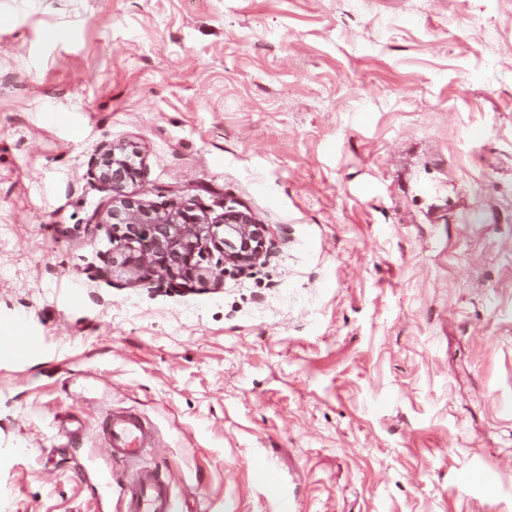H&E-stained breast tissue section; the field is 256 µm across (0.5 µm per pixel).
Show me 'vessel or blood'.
I'll list each match as a JSON object with an SVG mask.
<instances>
[{"instance_id":"vessel-or-blood-1","label":"vessel or blood","mask_w":512,"mask_h":512,"mask_svg":"<svg viewBox=\"0 0 512 512\" xmlns=\"http://www.w3.org/2000/svg\"><path fill=\"white\" fill-rule=\"evenodd\" d=\"M101 431L109 455L130 472L121 490L123 512H179L168 476L146 461L155 446L148 424L136 413L112 411Z\"/></svg>"}]
</instances>
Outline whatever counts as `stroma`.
Segmentation results:
<instances>
[{
    "label": "stroma",
    "instance_id": "obj_1",
    "mask_svg": "<svg viewBox=\"0 0 512 512\" xmlns=\"http://www.w3.org/2000/svg\"><path fill=\"white\" fill-rule=\"evenodd\" d=\"M107 143L271 256L131 282ZM0 336V512H122L112 410L180 512H512V0H0Z\"/></svg>",
    "mask_w": 512,
    "mask_h": 512
}]
</instances>
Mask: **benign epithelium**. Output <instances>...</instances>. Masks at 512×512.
Wrapping results in <instances>:
<instances>
[{"instance_id": "obj_1", "label": "benign epithelium", "mask_w": 512, "mask_h": 512, "mask_svg": "<svg viewBox=\"0 0 512 512\" xmlns=\"http://www.w3.org/2000/svg\"><path fill=\"white\" fill-rule=\"evenodd\" d=\"M136 151L122 144L104 146L95 160L96 176L112 190V198L100 213L98 223L111 224L118 232L119 265L137 283L157 276L170 288H189L216 277L223 269L207 271L200 266L204 252L215 249L224 263L246 269L265 260L270 252L267 225L254 221L247 209L235 201L224 204L220 221L211 222L191 205L172 202L160 209L134 199L126 188L142 177V167L135 163ZM224 227V237L213 228Z\"/></svg>"}]
</instances>
